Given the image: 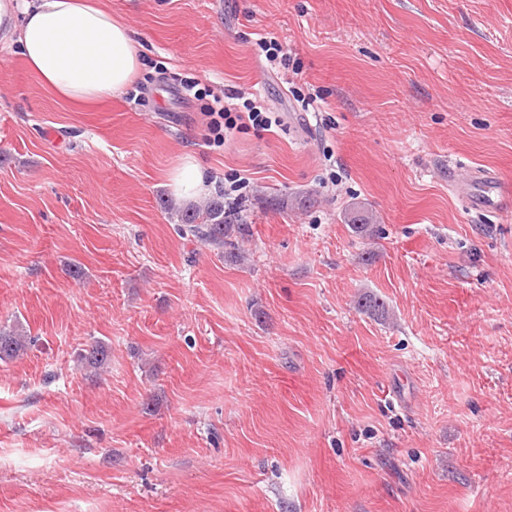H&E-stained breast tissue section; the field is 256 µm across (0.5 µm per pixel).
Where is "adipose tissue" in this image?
Masks as SVG:
<instances>
[{
  "label": "adipose tissue",
  "mask_w": 512,
  "mask_h": 512,
  "mask_svg": "<svg viewBox=\"0 0 512 512\" xmlns=\"http://www.w3.org/2000/svg\"><path fill=\"white\" fill-rule=\"evenodd\" d=\"M0 43L15 44L44 85L73 103L122 95L143 62L130 27L91 0H0ZM167 186L192 200L212 184L194 158H184Z\"/></svg>",
  "instance_id": "1"
}]
</instances>
